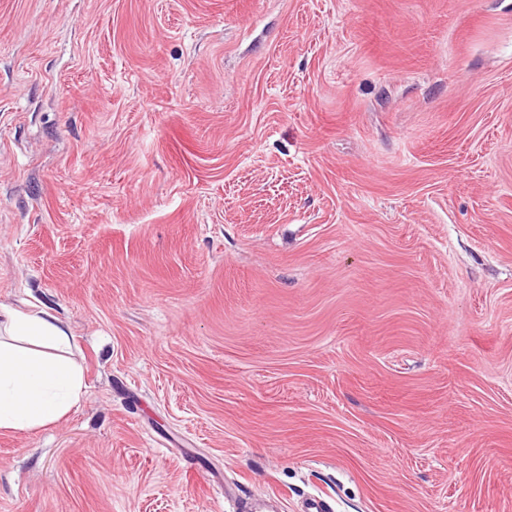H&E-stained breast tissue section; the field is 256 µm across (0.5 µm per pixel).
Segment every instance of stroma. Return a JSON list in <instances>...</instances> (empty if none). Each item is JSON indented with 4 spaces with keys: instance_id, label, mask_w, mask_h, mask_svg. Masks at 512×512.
I'll return each instance as SVG.
<instances>
[{
    "instance_id": "1",
    "label": "stroma",
    "mask_w": 512,
    "mask_h": 512,
    "mask_svg": "<svg viewBox=\"0 0 512 512\" xmlns=\"http://www.w3.org/2000/svg\"><path fill=\"white\" fill-rule=\"evenodd\" d=\"M0 303V512H512V0H0ZM71 336L53 310L0 304V430L53 424L79 402L80 367L65 352Z\"/></svg>"
}]
</instances>
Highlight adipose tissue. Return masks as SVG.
<instances>
[{"instance_id":"adipose-tissue-1","label":"adipose tissue","mask_w":512,"mask_h":512,"mask_svg":"<svg viewBox=\"0 0 512 512\" xmlns=\"http://www.w3.org/2000/svg\"><path fill=\"white\" fill-rule=\"evenodd\" d=\"M71 336L53 310L0 304V430L55 423L79 402L84 382L67 356Z\"/></svg>"}]
</instances>
